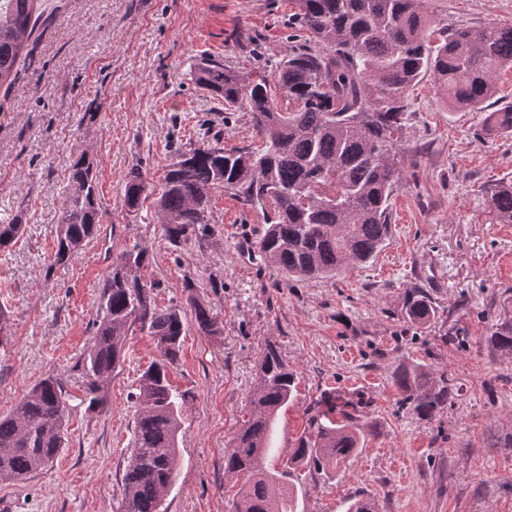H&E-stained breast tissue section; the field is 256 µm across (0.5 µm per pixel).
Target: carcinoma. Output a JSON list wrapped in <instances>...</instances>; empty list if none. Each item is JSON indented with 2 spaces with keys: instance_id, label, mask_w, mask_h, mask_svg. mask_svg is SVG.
Listing matches in <instances>:
<instances>
[{
  "instance_id": "carcinoma-1",
  "label": "carcinoma",
  "mask_w": 512,
  "mask_h": 512,
  "mask_svg": "<svg viewBox=\"0 0 512 512\" xmlns=\"http://www.w3.org/2000/svg\"><path fill=\"white\" fill-rule=\"evenodd\" d=\"M40 0H6L0 7V84L12 76L38 27ZM292 25L302 31L279 58L242 74L218 60L199 64L195 81L224 99V109L244 107L259 137L255 146L216 145L180 152L166 167L156 209L176 245L209 232L213 193L240 197L262 215L256 242L260 260L289 277H335L374 259L390 234V198L403 179L400 154L407 138L408 94L431 76L450 111L480 113L488 131L512 135V103L493 109L497 73L512 64V27L479 29L435 23L426 0H295ZM149 182L133 168L123 187L124 205L139 210ZM500 222L512 223V185L491 194ZM94 164L86 156L71 166L52 265H65L100 232ZM24 225L0 224V249ZM148 261L138 244L124 250L103 283L94 338L82 360L83 396L93 410L104 405L106 385L126 360L127 336L151 337L160 358L140 376L134 394V446L123 475L118 512H163L177 465L180 395L168 374L185 332L183 311L160 308L156 284L142 281ZM430 303L415 287L405 317L428 322ZM201 332L221 334L217 321L194 306ZM501 354H512V320L498 321L489 336ZM415 410L432 413L448 401V386L412 362L396 376ZM297 397L296 375L277 346L266 343L252 410L224 451V470L244 477L235 512H296L293 484L267 471L269 437L278 411ZM71 395L49 375L34 385L12 414L0 417V482H18L53 463L63 448ZM357 405L329 395L308 409L307 427L288 458V475L329 476L362 445Z\"/></svg>"
}]
</instances>
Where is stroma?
Returning a JSON list of instances; mask_svg holds the SVG:
<instances>
[{
  "mask_svg": "<svg viewBox=\"0 0 512 512\" xmlns=\"http://www.w3.org/2000/svg\"><path fill=\"white\" fill-rule=\"evenodd\" d=\"M10 85L0 88V224L25 231L0 250V416L41 378H63L81 396L77 367L93 339L112 260L138 244L141 276L159 305H179L185 334L170 382L183 396L176 477L166 512H232L240 486L224 448L249 417L265 342L297 376L298 396L280 410L270 471H284L324 393L359 401L364 446L336 477L293 481L297 512H346L359 498L374 512H512V357L489 344L512 316V224L490 204L512 183V136L482 131L475 113L446 109L431 78L409 97L405 178L391 198V237L369 263L334 278L295 280L262 263L261 218L215 192L205 240H168L153 200L127 213L122 184L141 166L161 179L178 150L204 142L246 147L248 112L225 111L200 89L191 63L208 55L248 74L286 52L294 0H42ZM433 18L480 28L512 26V0H430ZM94 162L100 235L66 265L50 267L70 166ZM421 286L434 315L401 317ZM223 328L204 335L195 305ZM106 403L72 405L64 448L46 469L0 482L11 512H117L133 440L140 375L159 356L150 337H129ZM448 380V401L413 410L395 386L403 363Z\"/></svg>",
  "mask_w": 512,
  "mask_h": 512,
  "instance_id": "35a3bbf8",
  "label": "stroma"
}]
</instances>
